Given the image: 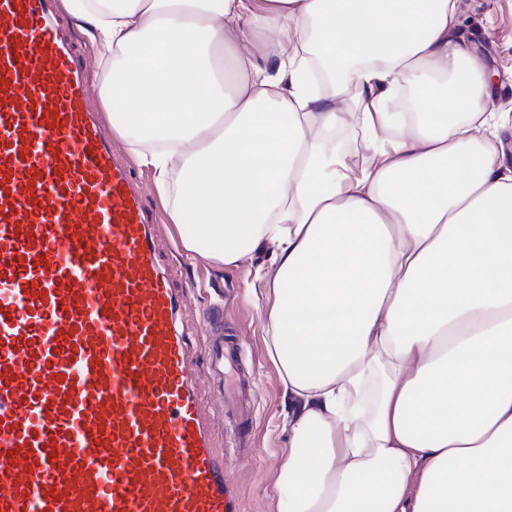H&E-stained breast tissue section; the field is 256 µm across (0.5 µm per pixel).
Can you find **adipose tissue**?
<instances>
[{"mask_svg":"<svg viewBox=\"0 0 512 512\" xmlns=\"http://www.w3.org/2000/svg\"><path fill=\"white\" fill-rule=\"evenodd\" d=\"M65 5L185 249L269 259L275 512H512V167L459 0Z\"/></svg>","mask_w":512,"mask_h":512,"instance_id":"adipose-tissue-1","label":"adipose tissue"}]
</instances>
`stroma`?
<instances>
[{
    "instance_id": "obj_1",
    "label": "stroma",
    "mask_w": 512,
    "mask_h": 512,
    "mask_svg": "<svg viewBox=\"0 0 512 512\" xmlns=\"http://www.w3.org/2000/svg\"><path fill=\"white\" fill-rule=\"evenodd\" d=\"M461 8L469 18V35L498 79L497 110L503 116L499 141L512 159V0H461ZM133 171L142 181L145 206L157 216L164 238L171 243L170 261L192 285L186 297L185 323L199 330L209 309L219 308L225 335L237 336L244 346L234 374L249 384L250 395L236 410L221 411V393L207 368H199L197 383L211 410L216 446L230 447L236 457L231 477L239 490L241 512H270L277 497L276 469L288 449L283 417L290 399L265 342L267 284L256 279L255 271L266 266L267 258L258 253L240 265L224 266L201 254L189 257L169 221L152 171L138 165Z\"/></svg>"
}]
</instances>
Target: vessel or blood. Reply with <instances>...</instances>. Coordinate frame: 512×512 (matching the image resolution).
Returning <instances> with one entry per match:
<instances>
[{
    "mask_svg": "<svg viewBox=\"0 0 512 512\" xmlns=\"http://www.w3.org/2000/svg\"><path fill=\"white\" fill-rule=\"evenodd\" d=\"M161 240L60 0H0V512H240Z\"/></svg>",
    "mask_w": 512,
    "mask_h": 512,
    "instance_id": "obj_1",
    "label": "vessel or blood"
}]
</instances>
